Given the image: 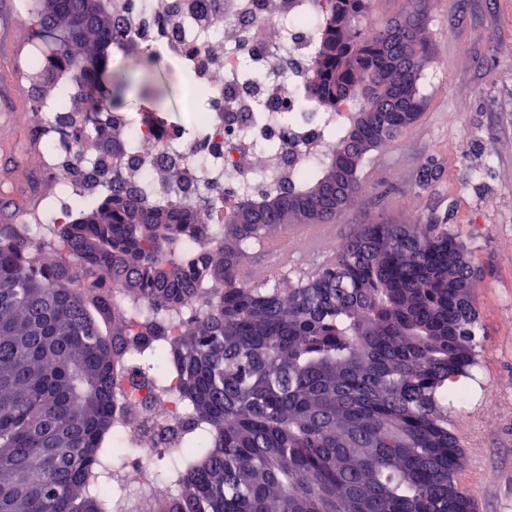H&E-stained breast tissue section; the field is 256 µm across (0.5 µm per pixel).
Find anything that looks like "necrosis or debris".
Returning <instances> with one entry per match:
<instances>
[{"label":"necrosis or debris","mask_w":512,"mask_h":512,"mask_svg":"<svg viewBox=\"0 0 512 512\" xmlns=\"http://www.w3.org/2000/svg\"><path fill=\"white\" fill-rule=\"evenodd\" d=\"M193 0H139L129 23L135 38L161 48L169 56L193 64L197 81L215 89L220 107L210 109L191 131L158 137L155 127L126 121L131 146L121 167L128 183L152 200L189 203L206 217L211 237H218L224 218L243 198L262 199L320 167L331 155L330 132L344 124L343 112H310L300 89L313 61L318 18L309 0H290L280 21L267 23L269 0H224V18H202ZM264 107L261 120L244 131L229 133L241 113ZM55 113L45 115L49 146L44 161L55 170L56 186L27 228L35 237L49 224L66 221L77 201L92 198L100 188L78 182L59 161L72 150L68 130L58 129ZM275 149L257 153L258 144ZM185 172L191 191L163 179L166 164ZM223 187L216 196L215 187ZM136 351H128L116 380L115 398L132 408L134 417H119L112 442L122 448L111 461L112 481L121 489L112 498V512H137L138 503L153 495L155 463L164 449L153 442L150 427L179 425L181 407L172 393L160 391L152 377L140 376Z\"/></svg>","instance_id":"necrosis-or-debris-1"}]
</instances>
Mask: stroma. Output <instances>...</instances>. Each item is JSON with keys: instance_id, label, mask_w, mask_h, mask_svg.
Here are the masks:
<instances>
[{"instance_id": "1", "label": "stroma", "mask_w": 512, "mask_h": 512, "mask_svg": "<svg viewBox=\"0 0 512 512\" xmlns=\"http://www.w3.org/2000/svg\"><path fill=\"white\" fill-rule=\"evenodd\" d=\"M428 58L419 90L422 114L395 141L372 151L360 172V200L328 224L317 249L292 244L272 258V232L250 249L255 284H291L335 262L362 225L435 220L459 230L477 269L475 298L483 325L466 399L448 405V426L462 445L457 478L476 512H512V0H428ZM18 0H0V224H21L54 182L43 167L42 117L26 58L35 41ZM126 70L128 86L113 110L166 128L188 125L206 99L167 57L150 61L109 50L103 72Z\"/></svg>"}]
</instances>
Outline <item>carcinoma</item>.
<instances>
[{
	"mask_svg": "<svg viewBox=\"0 0 512 512\" xmlns=\"http://www.w3.org/2000/svg\"><path fill=\"white\" fill-rule=\"evenodd\" d=\"M35 33L64 69L108 45H136L108 0H32ZM370 0H312L319 16L304 95L313 112L348 113L331 160L274 203L245 201L210 249L186 203L153 205L114 157L120 118L95 136L98 204L34 240L0 224V512H105L122 354L134 347L164 388L180 375L177 447L155 475L152 512H474L457 482L461 445L448 389L477 363L475 271L445 224H365L336 262L291 288L242 281L250 247L282 224H323L361 191L367 153L419 116V36L408 19L358 25ZM127 77L86 83V111ZM41 79L33 109L55 94ZM118 289L157 312L192 307L180 332L160 320L133 339Z\"/></svg>",
	"mask_w": 512,
	"mask_h": 512,
	"instance_id": "obj_1",
	"label": "carcinoma"
}]
</instances>
